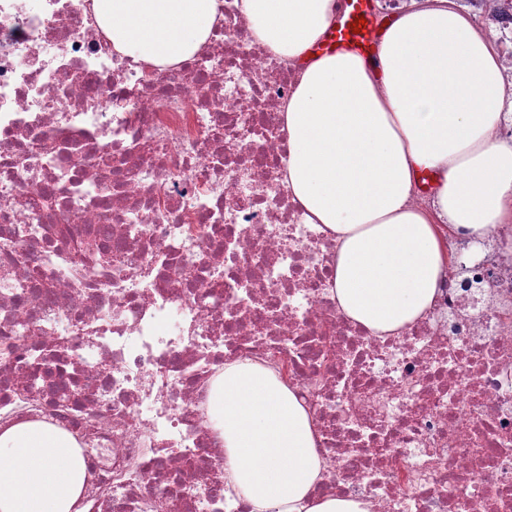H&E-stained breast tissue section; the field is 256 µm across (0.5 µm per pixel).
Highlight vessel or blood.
<instances>
[{
    "label": "vessel or blood",
    "instance_id": "vessel-or-blood-1",
    "mask_svg": "<svg viewBox=\"0 0 512 512\" xmlns=\"http://www.w3.org/2000/svg\"><path fill=\"white\" fill-rule=\"evenodd\" d=\"M362 21L361 30H354L355 21ZM384 26L375 17L368 0H343V8L328 37L319 45L322 53L349 50L371 59L382 37Z\"/></svg>",
    "mask_w": 512,
    "mask_h": 512
}]
</instances>
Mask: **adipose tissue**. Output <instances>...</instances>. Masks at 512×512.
Returning a JSON list of instances; mask_svg holds the SVG:
<instances>
[{"mask_svg":"<svg viewBox=\"0 0 512 512\" xmlns=\"http://www.w3.org/2000/svg\"><path fill=\"white\" fill-rule=\"evenodd\" d=\"M224 0H95L114 51L164 69L208 42ZM257 36L302 61L283 105L286 181L307 223L334 235L333 294L346 317L397 334L428 312L448 265V240H482L512 223V140L502 75L488 34L455 0L402 14L370 69L352 52L313 48L336 0H241ZM430 210L409 204L422 175ZM224 436V482L250 512H372L325 496L326 464L306 407L260 360L225 365L210 398ZM87 467L74 434L32 421L0 431V512H85Z\"/></svg>","mask_w":512,"mask_h":512,"instance_id":"ef3b65f1","label":"adipose tissue"}]
</instances>
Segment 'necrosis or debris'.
<instances>
[{
    "instance_id": "obj_1",
    "label": "necrosis or debris",
    "mask_w": 512,
    "mask_h": 512,
    "mask_svg": "<svg viewBox=\"0 0 512 512\" xmlns=\"http://www.w3.org/2000/svg\"><path fill=\"white\" fill-rule=\"evenodd\" d=\"M500 39L512 0H466ZM165 71L117 56L94 0H0V429L77 434L109 494L94 512H249L224 485L207 401L239 359L277 358L308 409L322 495L373 512H512V232L482 240L493 282L449 276L432 310L380 337L336 308V242L284 182L281 108L298 67L239 0ZM112 263L67 261L57 233Z\"/></svg>"
}]
</instances>
